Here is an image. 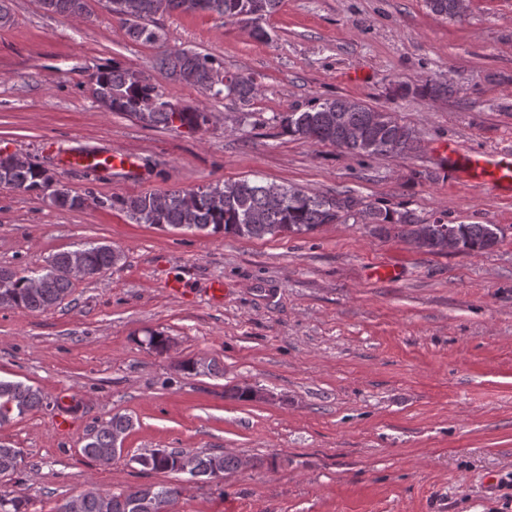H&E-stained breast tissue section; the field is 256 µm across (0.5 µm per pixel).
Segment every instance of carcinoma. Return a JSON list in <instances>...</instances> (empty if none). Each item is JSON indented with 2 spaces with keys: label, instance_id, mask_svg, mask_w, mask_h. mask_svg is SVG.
Wrapping results in <instances>:
<instances>
[{
  "label": "carcinoma",
  "instance_id": "carcinoma-1",
  "mask_svg": "<svg viewBox=\"0 0 512 512\" xmlns=\"http://www.w3.org/2000/svg\"><path fill=\"white\" fill-rule=\"evenodd\" d=\"M141 14L133 19L118 18L127 35L136 42L156 44L162 40L156 17L173 11L194 13L204 11L216 14L226 21L238 19L245 10L263 4L260 14L249 18L254 24L256 38L268 34L261 25L275 12L281 0H139ZM429 10L441 17L457 19L456 0H425ZM46 12L66 17L91 18L88 0H38ZM159 68L187 84L209 91L213 72L222 64L210 55L186 50H165L157 58ZM91 91L96 102L107 112L136 119L147 128L173 127L174 112L170 103L148 80L133 79V71L118 64L102 68L90 77ZM227 95L243 102L255 92L253 79L236 74L224 86ZM424 98H433L447 92L437 83L425 82L413 89L403 86ZM181 122L190 130H202L208 125L203 108L181 110ZM288 134L297 139L315 143H329L360 156L406 154L417 149L418 140L411 136V128L388 120L387 113L360 102L345 98L326 99L310 109L296 113L294 124L284 125ZM20 193H40L51 205L60 209H79L88 198L72 192L47 169L28 159L9 164L0 157V180ZM271 184L257 179H240L222 186H210L195 191L194 209L182 208L180 199L188 194L184 189L146 192L134 197L95 198L93 203L102 208L118 207L127 212L137 224H149L160 229H185L208 234L222 233L232 237L264 238L282 234H302L325 224H345L350 220L372 225V233L379 237L395 234L406 242L417 239L419 231H429L423 244L425 251L435 255L447 254L446 233L458 231L462 253L492 249L498 240L489 236L487 224H446L438 219L427 223L411 210L391 211L373 204L361 205L353 196L338 193L325 196L306 192L292 185L282 184L281 199L274 203L267 189ZM83 255L88 263L87 277L104 274L123 259V254L108 244L87 242L75 250L59 251L50 256L46 266L12 277L7 285L0 284V308L18 309L30 313L47 312L71 294L73 282L66 273L71 256ZM44 406V395L38 388L20 381L0 379V426L10 423L28 412ZM134 428L133 418L116 413L98 428L83 446V453L100 463L115 459L112 444L117 436H125ZM129 464L140 472H169L181 474L195 470L224 478L236 472L239 459L229 453H192L184 450L153 449L134 455ZM24 466L21 450L0 445V478L16 473ZM179 482L169 484H139L113 493L90 486L76 495L80 512H103L109 504L110 512H165L171 499L181 496ZM24 499L12 491L0 490V512H22Z\"/></svg>",
  "mask_w": 512,
  "mask_h": 512
}]
</instances>
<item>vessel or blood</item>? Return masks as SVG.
Listing matches in <instances>:
<instances>
[{"instance_id":"b4317fda","label":"vessel or blood","mask_w":512,"mask_h":512,"mask_svg":"<svg viewBox=\"0 0 512 512\" xmlns=\"http://www.w3.org/2000/svg\"><path fill=\"white\" fill-rule=\"evenodd\" d=\"M446 159L454 178L512 192V151L464 154L452 145Z\"/></svg>"}]
</instances>
